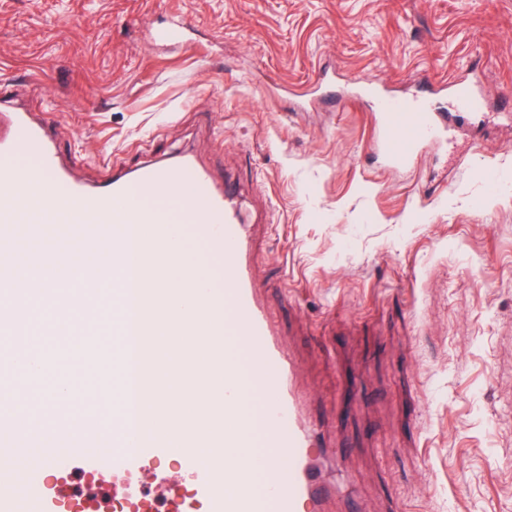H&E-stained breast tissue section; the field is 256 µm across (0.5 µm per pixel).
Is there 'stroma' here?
I'll use <instances>...</instances> for the list:
<instances>
[{
	"label": "stroma",
	"instance_id": "35a3bbf8",
	"mask_svg": "<svg viewBox=\"0 0 512 512\" xmlns=\"http://www.w3.org/2000/svg\"><path fill=\"white\" fill-rule=\"evenodd\" d=\"M370 78H469L489 117L387 171ZM0 83L84 182L187 152L236 183L357 512H512V0H0Z\"/></svg>",
	"mask_w": 512,
	"mask_h": 512
}]
</instances>
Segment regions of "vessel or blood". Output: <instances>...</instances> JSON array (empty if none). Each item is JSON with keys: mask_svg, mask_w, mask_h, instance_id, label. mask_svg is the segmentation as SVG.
<instances>
[{"mask_svg": "<svg viewBox=\"0 0 512 512\" xmlns=\"http://www.w3.org/2000/svg\"><path fill=\"white\" fill-rule=\"evenodd\" d=\"M364 95L378 123L373 148L385 168L410 165L441 137L432 92L388 96L371 80ZM449 104L477 116L485 109L484 97L465 80L451 84ZM49 128V120L18 104L13 92H0V247L15 241L22 224L35 235L46 224L80 229L87 259L74 292L60 302L68 310L98 285L99 258L111 256L113 272L126 267L124 225L167 224L175 216L198 225L212 244L221 281L185 275L180 292L190 311L175 319L177 337L168 348L176 350L183 336L213 337L210 363L223 366L224 383L201 393L224 400V446L202 451L195 432L211 422L203 415L186 419L185 433L177 438L166 432L145 438L117 423L104 428L87 386L74 381L53 403L60 418L53 443L24 446L14 436H0V512H61L63 497L46 481L42 457L68 468L137 475L174 453L191 491L172 499L170 512H330L339 499L327 477L336 451L322 447L304 420L298 364L278 345L273 315L257 298L250 227L242 223L228 184L218 183L189 155L119 166L103 184L83 183L61 164ZM139 241L140 253L155 268H165L173 256L171 234L143 235ZM124 316L115 307L91 309L61 335V350H72L85 336L116 334ZM77 411L89 421L75 432L68 421ZM107 432L115 440L109 448L101 445ZM228 448L250 454L232 464L224 457Z\"/></svg>", "mask_w": 512, "mask_h": 512, "instance_id": "b4317fda", "label": "vessel or blood"}]
</instances>
